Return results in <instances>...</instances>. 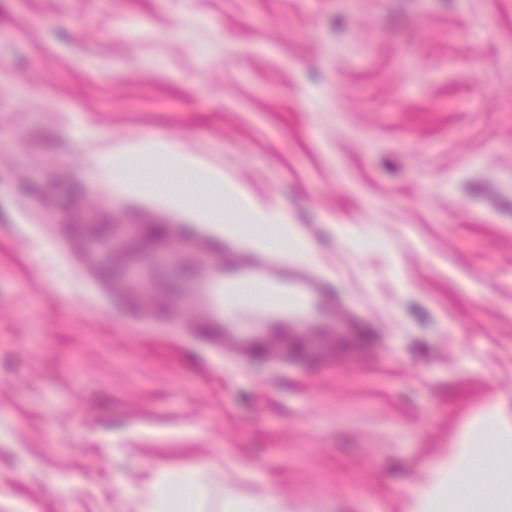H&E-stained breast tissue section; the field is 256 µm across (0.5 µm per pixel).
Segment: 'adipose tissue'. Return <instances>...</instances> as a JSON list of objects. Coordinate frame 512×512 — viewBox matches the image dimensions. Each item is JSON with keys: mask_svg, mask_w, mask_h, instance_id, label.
<instances>
[{"mask_svg": "<svg viewBox=\"0 0 512 512\" xmlns=\"http://www.w3.org/2000/svg\"><path fill=\"white\" fill-rule=\"evenodd\" d=\"M148 148L165 155L174 168L198 175L212 190L215 202L209 215L215 223L231 220V213L223 207L224 198L229 196L235 198L238 210L250 211L252 223L285 225L286 219L280 211L251 205L234 186L225 182L223 173L183 154L173 144L159 142ZM148 148L137 143L124 144L101 158V168L109 170L112 163ZM475 456L494 461L497 476L492 489H484L478 472L470 467L469 461ZM183 481L194 488L193 503L189 506L195 512H203L205 494L196 476L186 475ZM149 490L151 499L143 512H185L189 507L165 474L155 475ZM477 497L483 500L484 512H512V409L500 400L490 403L482 418L469 428L461 450L433 468L430 482L412 495L408 512H472V501Z\"/></svg>", "mask_w": 512, "mask_h": 512, "instance_id": "ef3b65f1", "label": "adipose tissue"}]
</instances>
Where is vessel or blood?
Instances as JSON below:
<instances>
[{"label": "vessel or blood", "mask_w": 512, "mask_h": 512, "mask_svg": "<svg viewBox=\"0 0 512 512\" xmlns=\"http://www.w3.org/2000/svg\"><path fill=\"white\" fill-rule=\"evenodd\" d=\"M195 267L168 266L174 296L201 313L193 335L204 346L241 362L302 364L318 351L306 338L330 329L353 350L367 342L366 322L308 263L279 248L231 238L208 243Z\"/></svg>", "instance_id": "1"}]
</instances>
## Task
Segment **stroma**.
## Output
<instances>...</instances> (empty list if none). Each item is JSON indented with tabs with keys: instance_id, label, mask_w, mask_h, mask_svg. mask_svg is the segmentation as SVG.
<instances>
[{
	"instance_id": "obj_1",
	"label": "stroma",
	"mask_w": 512,
	"mask_h": 512,
	"mask_svg": "<svg viewBox=\"0 0 512 512\" xmlns=\"http://www.w3.org/2000/svg\"><path fill=\"white\" fill-rule=\"evenodd\" d=\"M168 141L283 211L370 348L191 340L155 257L205 195L106 180ZM512 399V0H0V512H138L155 472L287 512H406Z\"/></svg>"
}]
</instances>
